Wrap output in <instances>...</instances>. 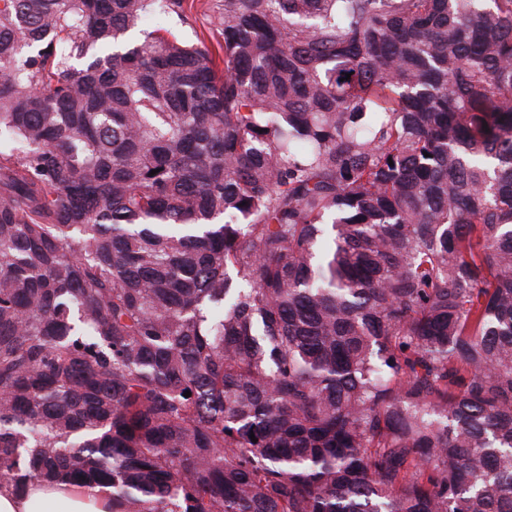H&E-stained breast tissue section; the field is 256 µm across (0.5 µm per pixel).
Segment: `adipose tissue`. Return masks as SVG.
<instances>
[{"instance_id":"1","label":"adipose tissue","mask_w":512,"mask_h":512,"mask_svg":"<svg viewBox=\"0 0 512 512\" xmlns=\"http://www.w3.org/2000/svg\"><path fill=\"white\" fill-rule=\"evenodd\" d=\"M0 512H112L107 489L33 481L24 490L0 484Z\"/></svg>"}]
</instances>
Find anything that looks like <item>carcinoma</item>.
<instances>
[{
  "label": "carcinoma",
  "mask_w": 512,
  "mask_h": 512,
  "mask_svg": "<svg viewBox=\"0 0 512 512\" xmlns=\"http://www.w3.org/2000/svg\"><path fill=\"white\" fill-rule=\"evenodd\" d=\"M193 2L0 0V482L512 512V0ZM212 0H197L196 6L189 15V20L185 24H178L177 28L181 37L189 42H196V34L205 41L206 45L211 47L216 43L208 20V3Z\"/></svg>",
  "instance_id": "cac0c4a2"
}]
</instances>
